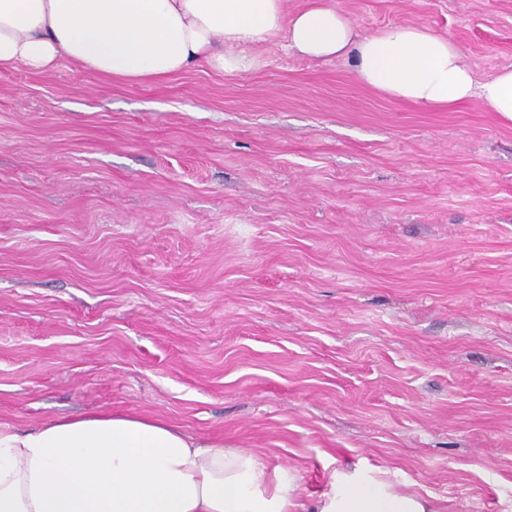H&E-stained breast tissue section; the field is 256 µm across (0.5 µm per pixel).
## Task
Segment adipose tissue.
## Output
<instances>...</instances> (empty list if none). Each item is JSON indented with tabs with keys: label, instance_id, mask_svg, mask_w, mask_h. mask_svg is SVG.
<instances>
[{
	"label": "adipose tissue",
	"instance_id": "1",
	"mask_svg": "<svg viewBox=\"0 0 512 512\" xmlns=\"http://www.w3.org/2000/svg\"><path fill=\"white\" fill-rule=\"evenodd\" d=\"M284 43L311 61L344 59L364 85L423 109L482 99L512 122V67L478 80L461 49L425 26L361 30L332 0H0V70L68 61L119 82L163 80L199 64L260 67ZM287 471L167 421L100 412L28 429L0 423V512H293ZM314 512H434L390 482L350 480Z\"/></svg>",
	"mask_w": 512,
	"mask_h": 512
}]
</instances>
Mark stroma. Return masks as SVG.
<instances>
[{
	"instance_id": "35a3bbf8",
	"label": "stroma",
	"mask_w": 512,
	"mask_h": 512,
	"mask_svg": "<svg viewBox=\"0 0 512 512\" xmlns=\"http://www.w3.org/2000/svg\"><path fill=\"white\" fill-rule=\"evenodd\" d=\"M479 80L512 0H334ZM152 83L0 71V421L122 411L287 469L512 512V123L342 60Z\"/></svg>"
}]
</instances>
